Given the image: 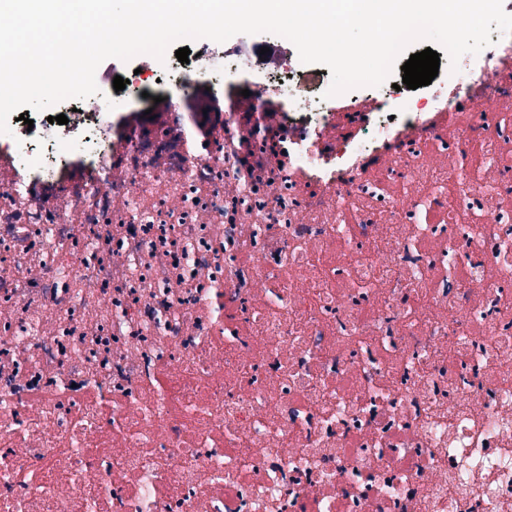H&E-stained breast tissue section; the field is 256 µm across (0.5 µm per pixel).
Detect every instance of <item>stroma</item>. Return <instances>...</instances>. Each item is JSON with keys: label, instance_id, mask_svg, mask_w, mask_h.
<instances>
[{"label": "stroma", "instance_id": "obj_1", "mask_svg": "<svg viewBox=\"0 0 512 512\" xmlns=\"http://www.w3.org/2000/svg\"><path fill=\"white\" fill-rule=\"evenodd\" d=\"M187 46L190 54L184 63L179 62L172 53L162 61L149 54L133 57L126 62L117 58L103 61L100 70L104 75L111 78L120 76L128 81L123 96L115 103L113 119L128 117L145 105L142 85H149L151 95L155 97H164L173 92L171 79L178 73L190 76L194 87H207L214 92L242 88L269 78L280 82V95L289 93L277 66L278 59L287 57L293 50L289 40L284 37L267 32L238 34L222 43L191 40ZM264 47L269 48L271 60L256 64L253 53Z\"/></svg>", "mask_w": 512, "mask_h": 512}]
</instances>
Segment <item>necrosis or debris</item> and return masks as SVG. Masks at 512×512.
<instances>
[{
    "instance_id": "1",
    "label": "necrosis or debris",
    "mask_w": 512,
    "mask_h": 512,
    "mask_svg": "<svg viewBox=\"0 0 512 512\" xmlns=\"http://www.w3.org/2000/svg\"><path fill=\"white\" fill-rule=\"evenodd\" d=\"M295 77L0 151V512H512V33ZM427 47H430L433 51L439 53L440 65L438 70V76H436L432 80L431 84L428 86L418 87L416 90L407 89L406 84H403L402 75L404 74V71H401V67L405 64L407 60H409L411 54L421 52L425 50ZM448 67L450 66L447 60V56L442 48L431 42H416L412 44L405 52V54L397 61L394 73L387 81H385L382 85L378 87L377 92L385 93L388 91L396 90L392 88V85L394 83H397V85L400 86L401 90L405 92L407 97L414 101L423 102L424 99H422V97L428 95V93L437 85L439 79L447 75Z\"/></svg>"
}]
</instances>
